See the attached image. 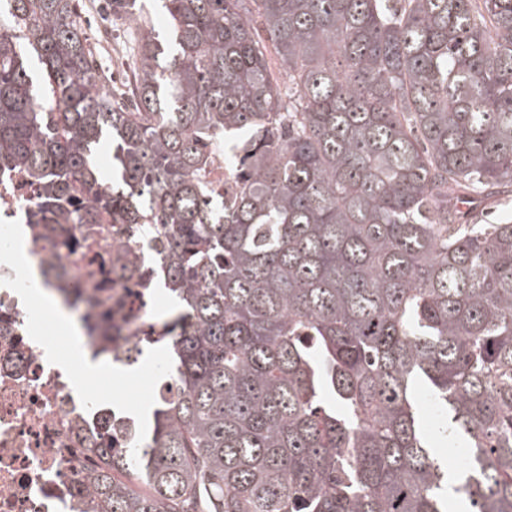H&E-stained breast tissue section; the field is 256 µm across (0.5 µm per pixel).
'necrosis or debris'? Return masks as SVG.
<instances>
[{
    "label": "necrosis or debris",
    "mask_w": 512,
    "mask_h": 512,
    "mask_svg": "<svg viewBox=\"0 0 512 512\" xmlns=\"http://www.w3.org/2000/svg\"><path fill=\"white\" fill-rule=\"evenodd\" d=\"M34 201L22 173L0 178V249H13L17 232H24L28 256L70 278L95 281L88 291L96 301L92 315L111 323L112 334L82 349L90 357L106 351L112 364L133 367L146 346L167 334L149 315L154 274L141 243L126 225L116 224L98 258H91L75 244L80 225L31 223ZM121 249L128 252L133 275L119 280L104 263ZM27 275L26 265L0 260V512H80L73 488L102 463L86 440L101 437L129 448L138 433L121 405L89 396L72 358L38 334L35 284Z\"/></svg>",
    "instance_id": "obj_1"
}]
</instances>
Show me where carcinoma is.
Listing matches in <instances>:
<instances>
[{
	"label": "carcinoma",
	"instance_id": "1",
	"mask_svg": "<svg viewBox=\"0 0 512 512\" xmlns=\"http://www.w3.org/2000/svg\"><path fill=\"white\" fill-rule=\"evenodd\" d=\"M162 7L165 44L104 0L135 28L122 105L75 0H0V175L37 224L134 226L175 305L151 430L89 443L88 512H450L458 438L469 512H512V214L463 211L512 193V0ZM203 179L218 192H224V184L231 182L229 166L224 162V143L218 142L213 147V152L206 167Z\"/></svg>",
	"mask_w": 512,
	"mask_h": 512
}]
</instances>
